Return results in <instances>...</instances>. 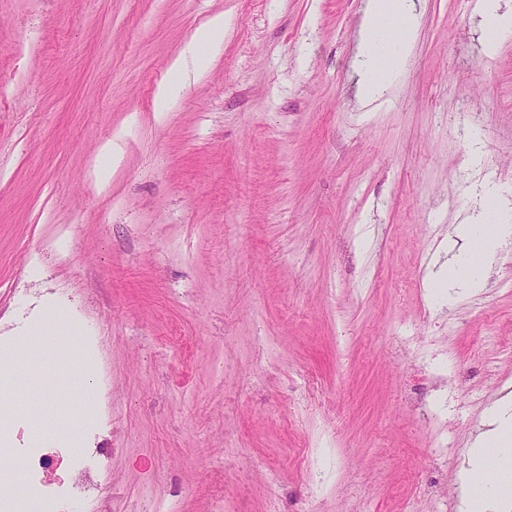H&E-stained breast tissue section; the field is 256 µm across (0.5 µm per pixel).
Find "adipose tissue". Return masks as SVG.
Here are the masks:
<instances>
[{
	"label": "adipose tissue",
	"mask_w": 512,
	"mask_h": 512,
	"mask_svg": "<svg viewBox=\"0 0 512 512\" xmlns=\"http://www.w3.org/2000/svg\"><path fill=\"white\" fill-rule=\"evenodd\" d=\"M414 23V0H369L356 53L361 99L377 100L399 76L410 55ZM226 27L223 15H215L185 44L158 87L154 98L157 117L168 112L175 89L199 78L209 51L223 40ZM482 195L486 208L473 223L458 225L456 232L468 240L475 259L486 264L512 238V191L489 183L483 186Z\"/></svg>",
	"instance_id": "ef3b65f1"
}]
</instances>
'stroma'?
I'll use <instances>...</instances> for the list:
<instances>
[{
    "instance_id": "obj_1",
    "label": "stroma",
    "mask_w": 512,
    "mask_h": 512,
    "mask_svg": "<svg viewBox=\"0 0 512 512\" xmlns=\"http://www.w3.org/2000/svg\"><path fill=\"white\" fill-rule=\"evenodd\" d=\"M414 2L411 55L366 105L365 0H0V350L46 312L70 322L96 368L82 437L112 451L105 512H307L315 489L318 512H450L435 487L465 490L512 397V240L452 303L430 285L483 183L512 184V34L488 57L479 0ZM407 336L448 373L423 390L451 399L447 447L404 399ZM78 395L62 362L25 367L0 446L66 440ZM227 25L224 14H217L198 28L184 45L181 54L170 64L169 75L159 85L155 95L154 112L157 118H163L168 112L175 89L199 78L209 51L224 39Z\"/></svg>"
}]
</instances>
